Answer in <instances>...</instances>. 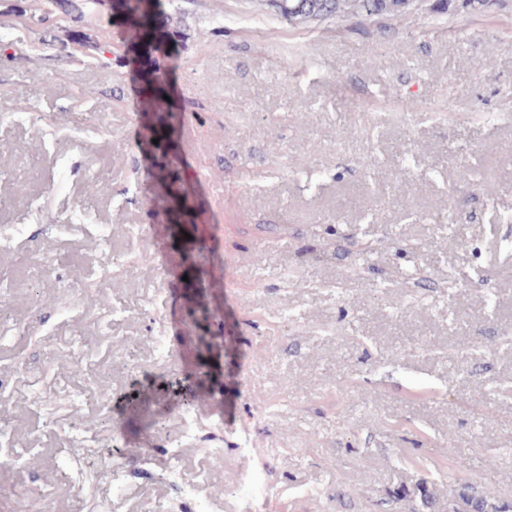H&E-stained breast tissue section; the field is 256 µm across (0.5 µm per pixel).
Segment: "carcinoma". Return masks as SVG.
<instances>
[{
  "instance_id": "obj_1",
  "label": "carcinoma",
  "mask_w": 512,
  "mask_h": 512,
  "mask_svg": "<svg viewBox=\"0 0 512 512\" xmlns=\"http://www.w3.org/2000/svg\"><path fill=\"white\" fill-rule=\"evenodd\" d=\"M37 8L31 17L42 22L55 16V12L46 9L53 5L61 10L57 20L65 21L77 6L73 0H32ZM181 0H115L112 11L122 16L127 23L126 42L131 49L138 51L153 43H160L167 32L156 25V17L165 7H175ZM277 15L290 24L307 19L342 14L350 9L367 16L385 13L391 0H270ZM142 82L141 112L144 122L141 125L142 141L147 146L146 159L149 167L156 173L153 191V206L165 216V224L189 225L187 233L191 235L193 247L185 251V239L166 233L167 243L172 254L174 276L183 292L197 288V285L211 279L208 268V255L203 248L204 239L198 236L201 226L206 224L205 209L189 181L181 173V158L176 151L175 135L181 110L177 104L164 99L167 94V78L164 69L150 67L140 74ZM158 143H153V140ZM188 280H183V276ZM188 320L199 329L200 337L190 346L196 362L191 364L192 375L204 380L209 375L210 353L224 345V325H215L210 320L209 311L189 312ZM411 495L417 497L422 505L431 507L434 500L426 483L421 482L408 492L396 489L392 496L396 499ZM448 512H512V507L500 504L483 495H479L469 484L461 485L448 501Z\"/></svg>"
}]
</instances>
